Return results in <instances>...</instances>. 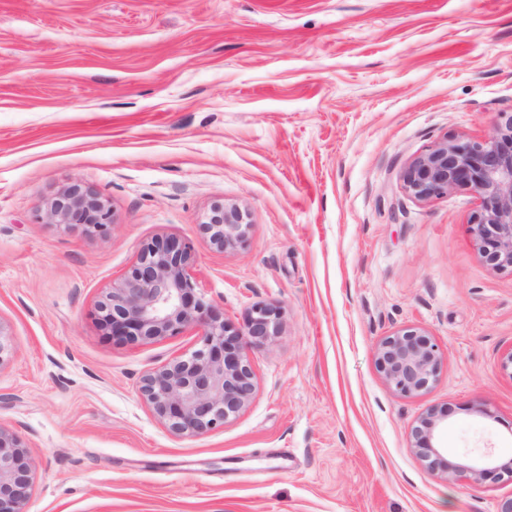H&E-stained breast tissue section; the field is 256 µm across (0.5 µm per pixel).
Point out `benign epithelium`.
<instances>
[{"instance_id":"1","label":"benign epithelium","mask_w":512,"mask_h":512,"mask_svg":"<svg viewBox=\"0 0 512 512\" xmlns=\"http://www.w3.org/2000/svg\"><path fill=\"white\" fill-rule=\"evenodd\" d=\"M406 191L418 200L465 187L480 200L472 232L485 261L512 268V115L481 142L443 140L416 157L403 174ZM51 224L107 233L111 212L91 190L73 183L46 203ZM249 213L236 203L214 202L202 228L218 251L246 241ZM191 246L177 238L145 243L137 260L97 304L102 327L126 341L158 340L185 328L201 332V346L151 370L139 393L176 436H198L235 418L254 393L251 353L281 334L283 314L256 304L243 328L226 323L195 296L188 273ZM376 362L387 383L408 396L429 390L437 380L440 349L409 327L384 338ZM447 414L432 410L412 431L413 447L428 469L452 481L512 480V462L488 456L482 465L449 463L437 437ZM33 487L29 451L0 426V512H26Z\"/></svg>"}]
</instances>
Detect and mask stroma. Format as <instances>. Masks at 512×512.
I'll return each mask as SVG.
<instances>
[{"label":"stroma","mask_w":512,"mask_h":512,"mask_svg":"<svg viewBox=\"0 0 512 512\" xmlns=\"http://www.w3.org/2000/svg\"><path fill=\"white\" fill-rule=\"evenodd\" d=\"M510 113L512 0H0V425L30 451L27 512H497L512 482L446 480L411 430L442 410L452 463L512 460V271L482 257L472 191L417 200L403 172ZM76 181L108 234L48 223ZM222 200L252 227L219 251ZM172 236L226 323L283 313L247 407L193 437L139 385L197 331L97 321ZM407 327L442 352L410 396L376 365ZM210 244L219 251L233 248L246 241L249 213L236 203L214 202L201 224Z\"/></svg>","instance_id":"35a3bbf8"}]
</instances>
